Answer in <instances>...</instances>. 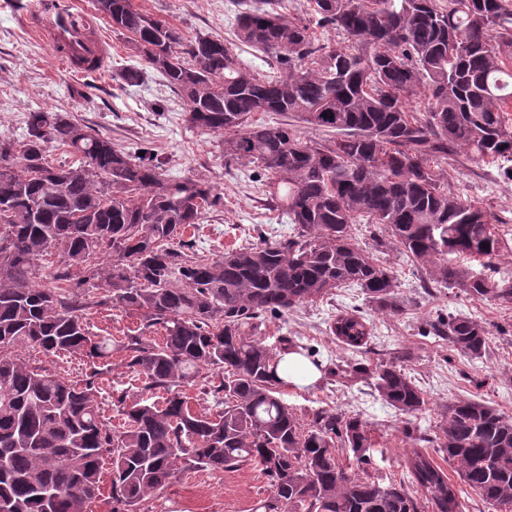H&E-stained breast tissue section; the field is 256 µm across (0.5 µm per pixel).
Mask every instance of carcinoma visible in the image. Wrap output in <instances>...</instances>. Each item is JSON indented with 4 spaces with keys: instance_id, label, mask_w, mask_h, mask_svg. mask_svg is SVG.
I'll return each mask as SVG.
<instances>
[{
    "instance_id": "1",
    "label": "carcinoma",
    "mask_w": 512,
    "mask_h": 512,
    "mask_svg": "<svg viewBox=\"0 0 512 512\" xmlns=\"http://www.w3.org/2000/svg\"><path fill=\"white\" fill-rule=\"evenodd\" d=\"M316 23L279 7L237 0L236 42L266 54L276 73L254 70L211 34L188 40L132 0L95 9L183 99L186 122L220 142L226 167H249L295 233L224 252L219 259L183 239L222 197L202 179L171 177L155 150L131 153L60 112L27 113L19 138H0V509L84 512L102 494L112 461V512H137L181 468H261L272 494L258 512H463L474 492L512 512V417L478 398L441 407L435 453L405 459L409 480L367 472L369 423L318 409L304 423L277 376L298 344L262 338L266 318L283 316L338 288L356 286L391 314L402 311L393 267L361 247L353 225L376 224L425 271L423 287L457 288L476 301L512 305V279L488 275L504 241L500 219L448 188L441 163L456 155L493 165L512 180V0H310ZM342 41L330 47L313 26ZM423 96V112L410 101ZM294 116L327 139L303 138ZM52 143L73 157L49 163ZM57 269L35 283L42 257ZM91 307L139 320L120 340L126 365L165 393L160 401L118 399L114 433L100 415L97 376L72 383L15 353L37 348L91 359L111 339L85 321ZM162 341L149 339L154 328ZM458 353L477 359L489 332L448 313L431 325ZM331 333L354 353L373 336L360 310H344ZM220 371L215 414L197 413L183 387ZM340 371L365 381L396 412L429 410L402 366L357 362ZM346 459H341V455Z\"/></svg>"
}]
</instances>
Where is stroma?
Segmentation results:
<instances>
[{"mask_svg": "<svg viewBox=\"0 0 512 512\" xmlns=\"http://www.w3.org/2000/svg\"><path fill=\"white\" fill-rule=\"evenodd\" d=\"M133 2L153 18L178 25L186 36H232V0ZM36 3L0 0V135L21 136L26 112L45 108L67 114L129 151L142 147L156 150L166 159L170 173L205 179L223 196V208L207 211L201 224L191 229L198 250L211 257L254 244L263 236L272 240L288 237L292 226L267 200L261 183L226 168L217 136L189 128L180 97L164 85L154 69L145 66L124 36L104 26L112 43V60L95 82H85L53 60L48 47L22 29L21 17ZM132 67L143 71L135 86L120 78ZM444 169L455 194L491 207L499 217L504 247L493 276L511 279L512 181L460 156L445 163ZM380 259L390 263L397 275L398 293L405 302L403 313H382L357 290L342 288L285 316L268 319L264 334L270 344L288 336L311 347L321 364V377L315 384L285 388L286 402L302 417L319 407L362 415L372 427L376 444L372 457L375 472L399 480L405 475L406 453L423 446L421 434L435 435L439 405L458 397H476L512 417V305L478 302L462 293L452 296L444 288L422 289L417 267L399 258L395 247L385 249ZM353 307L363 311L374 328L362 363L371 365L389 358L392 352L406 351L402 365L432 404L421 423H409L406 416L374 396L365 383L345 385L334 376L336 365L351 354L337 345L328 325L338 312ZM450 312L485 323L492 342L484 357L467 360L451 350L447 340L430 334V322ZM20 355L27 363L75 383L83 382L90 372L86 358L80 356L48 357L31 348L22 349ZM101 369L98 401L108 427L115 429L122 424L118 398L137 399L144 394L146 381L127 368L123 352L117 350L102 361ZM270 493L269 481L252 466L232 472L185 469L167 488L142 502L139 512H254L256 504Z\"/></svg>", "mask_w": 512, "mask_h": 512, "instance_id": "35a3bbf8", "label": "stroma"}]
</instances>
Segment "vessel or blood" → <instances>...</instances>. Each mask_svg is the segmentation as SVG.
Listing matches in <instances>:
<instances>
[{
    "label": "vessel or blood",
    "instance_id": "vessel-or-blood-1",
    "mask_svg": "<svg viewBox=\"0 0 512 512\" xmlns=\"http://www.w3.org/2000/svg\"><path fill=\"white\" fill-rule=\"evenodd\" d=\"M23 27L75 75L88 76L90 61L108 65L110 44L88 0H39Z\"/></svg>",
    "mask_w": 512,
    "mask_h": 512
}]
</instances>
